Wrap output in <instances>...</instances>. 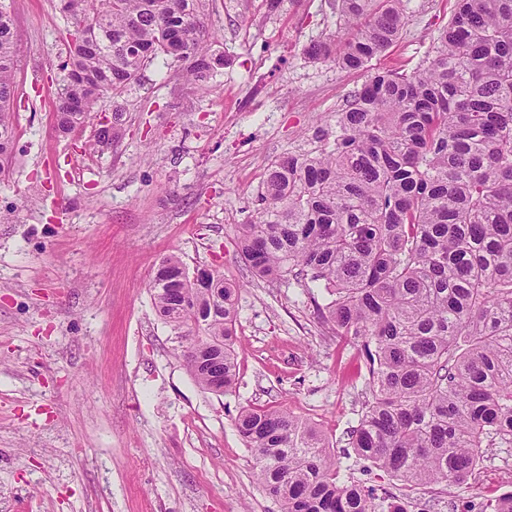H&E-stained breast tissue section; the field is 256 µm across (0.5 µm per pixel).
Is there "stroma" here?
<instances>
[{
	"instance_id": "obj_1",
	"label": "stroma",
	"mask_w": 512,
	"mask_h": 512,
	"mask_svg": "<svg viewBox=\"0 0 512 512\" xmlns=\"http://www.w3.org/2000/svg\"><path fill=\"white\" fill-rule=\"evenodd\" d=\"M455 0H408L400 39L369 69L308 59L344 38L334 0H209L226 63L187 82L147 66L98 120L61 133L57 91L68 28L59 0H22L14 17L15 140L0 162V512H280L256 482L235 427L246 406L314 423L343 482L375 487L378 512H482L512 492V448L488 451L466 482L406 492L349 446L367 398L358 350L316 309L320 289L251 276L235 226L256 207L276 157L319 145L369 74L416 71ZM241 283L238 381L203 391L158 317L160 259Z\"/></svg>"
}]
</instances>
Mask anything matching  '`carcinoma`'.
<instances>
[{
  "instance_id": "obj_1",
  "label": "carcinoma",
  "mask_w": 512,
  "mask_h": 512,
  "mask_svg": "<svg viewBox=\"0 0 512 512\" xmlns=\"http://www.w3.org/2000/svg\"><path fill=\"white\" fill-rule=\"evenodd\" d=\"M348 36L313 60L360 70L400 36L406 0H338ZM206 0H61L71 25L57 127L70 133L118 100L150 63L207 79L224 66ZM17 62L0 4V158L12 149ZM324 146L270 161L258 208L236 225L251 273L313 284L336 335L353 340L371 399L349 445L405 490L463 483L487 448L512 447V0H456L425 65L391 70L348 95ZM164 257L150 282L158 316L190 341L187 367L237 380L240 286L186 287ZM236 428L281 512H376L374 489L339 479L310 422L244 407Z\"/></svg>"
}]
</instances>
